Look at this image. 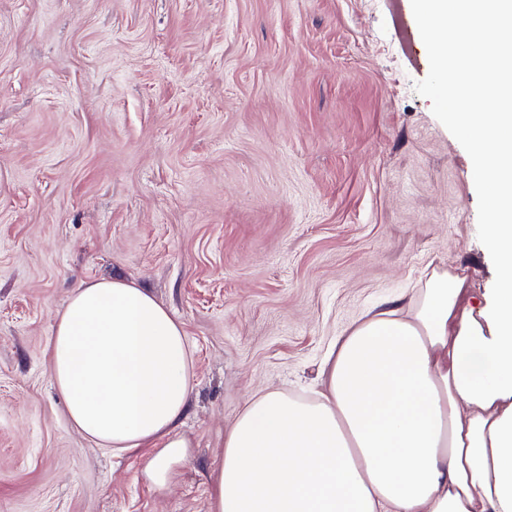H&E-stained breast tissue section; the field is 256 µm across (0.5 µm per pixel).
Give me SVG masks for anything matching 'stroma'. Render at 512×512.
Segmentation results:
<instances>
[{"label": "stroma", "instance_id": "obj_1", "mask_svg": "<svg viewBox=\"0 0 512 512\" xmlns=\"http://www.w3.org/2000/svg\"><path fill=\"white\" fill-rule=\"evenodd\" d=\"M395 8L0 0V512H206L252 392L317 389L343 331L429 263L492 298L469 145L415 0ZM112 275L169 308L193 353L189 458L163 489L149 449L77 433L48 374L68 296Z\"/></svg>", "mask_w": 512, "mask_h": 512}]
</instances>
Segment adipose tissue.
<instances>
[{"label": "adipose tissue", "instance_id": "ef3b65f1", "mask_svg": "<svg viewBox=\"0 0 512 512\" xmlns=\"http://www.w3.org/2000/svg\"><path fill=\"white\" fill-rule=\"evenodd\" d=\"M451 118L487 193L501 275L490 303L445 265L405 303L338 338L313 396L253 394L224 433L207 512H512V100L479 112L487 78L512 84V0H419ZM499 22L487 42L480 19ZM185 332L133 282L75 288L49 340V377L72 426L166 486L188 457L176 430L191 391Z\"/></svg>", "mask_w": 512, "mask_h": 512}]
</instances>
